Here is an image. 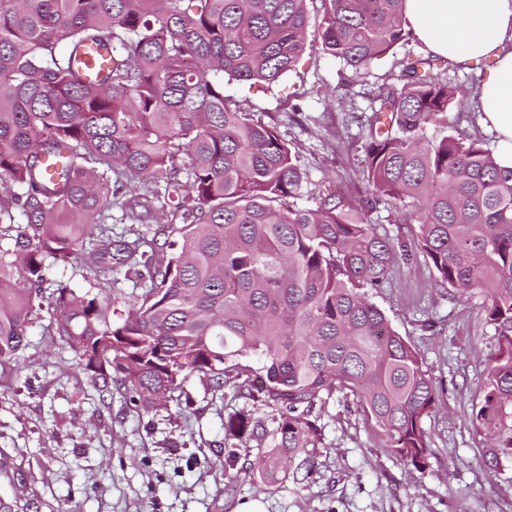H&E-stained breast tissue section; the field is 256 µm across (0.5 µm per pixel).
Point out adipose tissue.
Here are the masks:
<instances>
[{
  "label": "adipose tissue",
  "instance_id": "1",
  "mask_svg": "<svg viewBox=\"0 0 512 512\" xmlns=\"http://www.w3.org/2000/svg\"><path fill=\"white\" fill-rule=\"evenodd\" d=\"M405 26L437 56L494 65L479 100L498 134L499 161L512 166V0H406Z\"/></svg>",
  "mask_w": 512,
  "mask_h": 512
}]
</instances>
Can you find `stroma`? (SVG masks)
I'll list each match as a JSON object with an SVG mask.
<instances>
[{
	"label": "stroma",
	"mask_w": 512,
	"mask_h": 512,
	"mask_svg": "<svg viewBox=\"0 0 512 512\" xmlns=\"http://www.w3.org/2000/svg\"><path fill=\"white\" fill-rule=\"evenodd\" d=\"M423 52L416 40L401 42L346 90L342 63L311 42L277 84L233 81L225 93L277 124L296 151L307 174L299 206L337 190L355 204L365 194L358 177L364 154L351 111L368 108L370 91L385 81L394 59ZM44 277L49 288L64 282L80 294L102 293L78 258L51 263ZM434 278L419 256L397 264L385 287L369 293L417 346L438 390L437 410L424 422L430 452L423 470L385 454L377 429L352 397L338 393L314 411L323 440L311 482L270 485L250 475L267 450L253 439L237 445L240 476L228 481L225 417L252 411L270 430L274 409L254 411L252 401L230 391L212 397L195 377L166 409L138 414L120 398L105 401L43 311L32 320L16 368L0 372V498L16 502L18 512L31 503L37 512H235L254 499L266 512H512V461L493 471L485 438L470 421L496 350L487 297L480 289L456 295Z\"/></svg>",
	"instance_id": "stroma-1"
}]
</instances>
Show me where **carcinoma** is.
I'll list each match as a JSON object with an SVG mask.
<instances>
[{
	"label": "carcinoma",
	"mask_w": 512,
	"mask_h": 512,
	"mask_svg": "<svg viewBox=\"0 0 512 512\" xmlns=\"http://www.w3.org/2000/svg\"><path fill=\"white\" fill-rule=\"evenodd\" d=\"M405 2L0 0V369L45 308L93 385L132 411L168 408L194 374L275 409L270 432L250 413L224 420L228 440H269L250 469L268 484L313 480L312 416L336 393L421 469L438 392L367 296L420 254L437 286L489 294L497 350L472 418L492 465L512 457V167L448 120L479 93L428 57L398 61L362 122L360 211L339 193L299 206L295 153L225 94L277 82L310 36L363 78L404 40ZM91 45L109 63L93 83L77 70ZM382 204L418 225L413 242L370 224L363 210ZM114 206L133 224L120 235ZM84 254L97 280L123 270L141 289L127 311L63 283L41 303L48 261Z\"/></svg>",
	"instance_id": "1"
}]
</instances>
